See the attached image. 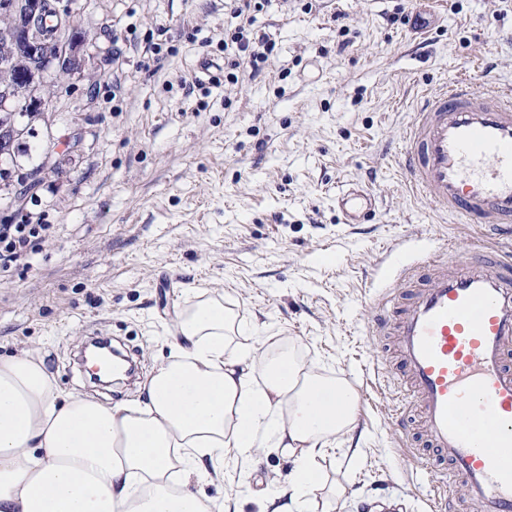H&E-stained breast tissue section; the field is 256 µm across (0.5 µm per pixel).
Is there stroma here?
Masks as SVG:
<instances>
[{
  "instance_id": "obj_1",
  "label": "stroma",
  "mask_w": 512,
  "mask_h": 512,
  "mask_svg": "<svg viewBox=\"0 0 512 512\" xmlns=\"http://www.w3.org/2000/svg\"><path fill=\"white\" fill-rule=\"evenodd\" d=\"M77 20L99 50L94 80L53 95L44 151L60 160L33 197L0 220L58 225L33 265L0 279V357H42L61 392L115 404L138 389L101 386L77 357L93 336L117 341L140 373L166 361L197 297L237 316L232 344L291 338L357 394L358 452L320 464L311 512H424L426 475L392 424L393 382L367 331L398 249L464 256L481 229L413 195L401 170L404 125L422 88L467 76L512 86V0H272L254 27L275 42L262 74L195 77L224 65L237 26L225 0H88ZM371 187L373 219L347 228L344 184ZM293 464L256 444L218 478L191 482L215 512L284 508Z\"/></svg>"
}]
</instances>
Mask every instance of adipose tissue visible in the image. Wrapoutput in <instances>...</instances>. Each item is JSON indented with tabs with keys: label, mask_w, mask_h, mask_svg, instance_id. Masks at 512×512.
Returning a JSON list of instances; mask_svg holds the SVG:
<instances>
[{
	"label": "adipose tissue",
	"mask_w": 512,
	"mask_h": 512,
	"mask_svg": "<svg viewBox=\"0 0 512 512\" xmlns=\"http://www.w3.org/2000/svg\"><path fill=\"white\" fill-rule=\"evenodd\" d=\"M235 323L222 301H197L131 406L60 392L37 356L0 358V512H211L190 479L259 442L293 464L288 512H308L322 450L356 428V395L295 343L230 347Z\"/></svg>",
	"instance_id": "ef3b65f1"
}]
</instances>
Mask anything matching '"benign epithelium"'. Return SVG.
Masks as SVG:
<instances>
[{
	"label": "benign epithelium",
	"instance_id": "7a95c632",
	"mask_svg": "<svg viewBox=\"0 0 512 512\" xmlns=\"http://www.w3.org/2000/svg\"><path fill=\"white\" fill-rule=\"evenodd\" d=\"M48 0H5L0 4V112L18 113L23 106L13 89L28 82L27 103L46 114L45 125L53 122L50 114L51 93L68 86L71 81L91 79L88 68L91 42L80 36L74 23L76 3L53 5L57 15L65 16L64 29L50 38L39 29L46 20ZM24 127V135L33 137L36 128L16 121L0 126V154L11 156L17 144L16 131Z\"/></svg>",
	"mask_w": 512,
	"mask_h": 512
}]
</instances>
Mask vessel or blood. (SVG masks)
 Returning a JSON list of instances; mask_svg holds the SVG:
<instances>
[{"label":"vessel or blood","instance_id":"vessel-or-blood-1","mask_svg":"<svg viewBox=\"0 0 512 512\" xmlns=\"http://www.w3.org/2000/svg\"><path fill=\"white\" fill-rule=\"evenodd\" d=\"M403 166L412 190L439 210L493 235H512V89L464 77L422 92L406 127ZM376 197L346 184L336 194L344 223H364ZM398 306L379 303L370 331L392 339L386 368L406 381L429 447V469L449 465L428 512L462 505L512 512V253L475 245L467 257H424L400 267Z\"/></svg>","mask_w":512,"mask_h":512}]
</instances>
